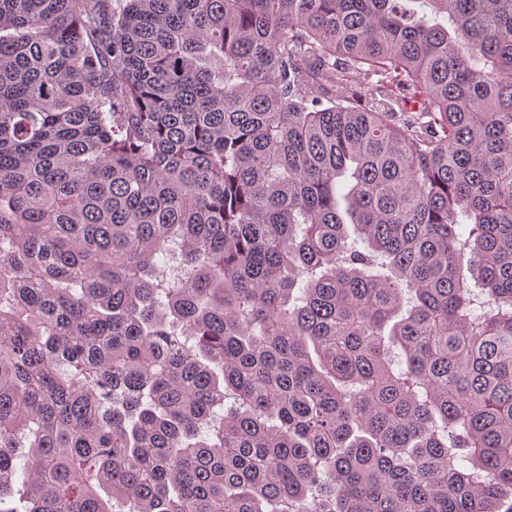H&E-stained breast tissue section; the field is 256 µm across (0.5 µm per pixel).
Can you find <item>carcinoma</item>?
Wrapping results in <instances>:
<instances>
[{
	"mask_svg": "<svg viewBox=\"0 0 512 512\" xmlns=\"http://www.w3.org/2000/svg\"><path fill=\"white\" fill-rule=\"evenodd\" d=\"M410 2L0 0V512H512V0Z\"/></svg>",
	"mask_w": 512,
	"mask_h": 512,
	"instance_id": "carcinoma-1",
	"label": "carcinoma"
}]
</instances>
